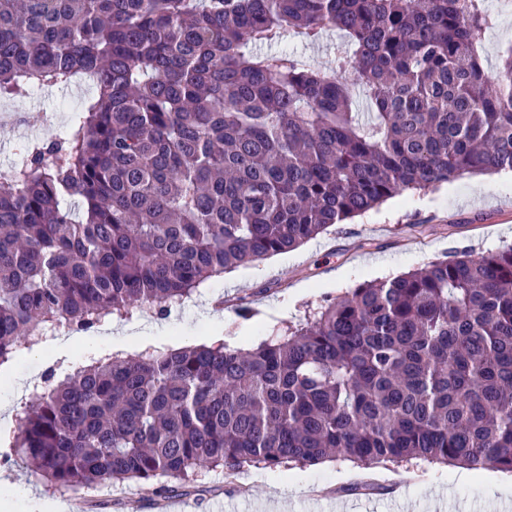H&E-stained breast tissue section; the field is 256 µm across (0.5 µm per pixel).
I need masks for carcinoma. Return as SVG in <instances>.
I'll return each instance as SVG.
<instances>
[{"instance_id": "carcinoma-1", "label": "carcinoma", "mask_w": 512, "mask_h": 512, "mask_svg": "<svg viewBox=\"0 0 512 512\" xmlns=\"http://www.w3.org/2000/svg\"><path fill=\"white\" fill-rule=\"evenodd\" d=\"M484 0H0V100L86 79L0 173V364L164 314L405 192L512 171ZM342 34L330 72L255 46ZM10 441L51 486L342 458L512 472V246L359 284L250 349L108 354ZM178 481V486L168 484Z\"/></svg>"}]
</instances>
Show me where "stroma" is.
Segmentation results:
<instances>
[{
	"label": "stroma",
	"instance_id": "obj_1",
	"mask_svg": "<svg viewBox=\"0 0 512 512\" xmlns=\"http://www.w3.org/2000/svg\"><path fill=\"white\" fill-rule=\"evenodd\" d=\"M495 24L481 36L483 66L490 84H497L502 55L512 46V0H485ZM88 84L47 89L24 101L0 100V110L44 113L45 126L29 129L0 121V165L19 159L24 142L62 129L70 111L60 99L80 105L90 95ZM512 244V177L462 179L437 190L395 197L349 224H337L300 248L242 266L202 285L198 293L165 316L152 312L132 318L140 337L129 345L142 350L167 351L224 340L249 349L286 327L303 321L326 300L372 280H388L436 258L472 256ZM254 310L242 319V306ZM124 342L120 331L104 335L101 328L69 335L56 330L38 347L39 355L0 366V435L17 432V414L31 404L33 391L47 372L64 377L88 357L111 353ZM452 465L419 468L379 464L369 469L341 459L313 466L271 470L252 465L227 474L201 472L198 491L167 495L168 503H182L196 512H209L216 501L246 502L249 512H303L312 502L334 503L335 512H353L354 489L370 488L377 512H461L473 503L482 512H512V485L492 487V471H477L473 480L458 481ZM6 490L28 500L66 512L71 494L54 490L20 459L0 463ZM92 501H105L108 512H156L157 498L135 481L105 482L83 489Z\"/></svg>",
	"mask_w": 512,
	"mask_h": 512
}]
</instances>
